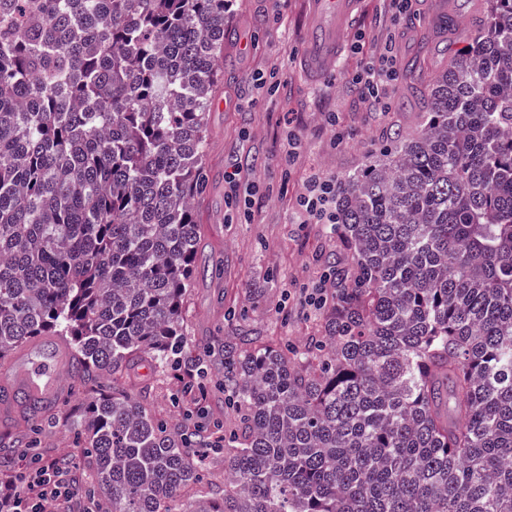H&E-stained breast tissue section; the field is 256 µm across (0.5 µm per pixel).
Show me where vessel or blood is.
<instances>
[{
  "mask_svg": "<svg viewBox=\"0 0 512 512\" xmlns=\"http://www.w3.org/2000/svg\"><path fill=\"white\" fill-rule=\"evenodd\" d=\"M359 0H310L305 21V46L301 70L308 79L326 76L340 56L342 37L357 17ZM72 358L66 348L53 355L30 358L0 370L10 393L34 398L44 405L55 404L60 395V378L70 369Z\"/></svg>",
  "mask_w": 512,
  "mask_h": 512,
  "instance_id": "obj_1",
  "label": "vessel or blood"
}]
</instances>
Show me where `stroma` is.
<instances>
[{"label":"stroma","mask_w":512,"mask_h":512,"mask_svg":"<svg viewBox=\"0 0 512 512\" xmlns=\"http://www.w3.org/2000/svg\"><path fill=\"white\" fill-rule=\"evenodd\" d=\"M449 4L456 27L436 26ZM488 0H411L396 13L389 0H362L345 35L338 66L321 82L297 70L304 47V0H228L231 37L225 43L224 87L207 116L205 167L208 191L199 207V250L209 264L187 297L184 326L190 348L234 335L224 314L245 312L253 336H287L302 347L318 322L304 307L303 291L319 282L328 262L343 257L330 225L308 224L299 196L312 176L338 180L360 169L378 144L409 132L424 109L420 88L432 83L459 45L462 28L484 20ZM394 61L381 90L386 110L361 99L356 76L382 58ZM267 80L255 85L256 75ZM240 168V187L226 175ZM145 369L130 367L120 381L103 376L89 388L65 380L54 416L43 424L38 446L48 457L66 456L77 479L73 512H103L90 498V466L80 452L71 418L98 394L125 392L156 416L180 427L175 383L147 387Z\"/></svg>","instance_id":"1"}]
</instances>
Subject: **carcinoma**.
I'll return each instance as SVG.
<instances>
[{"label":"carcinoma","instance_id":"1","mask_svg":"<svg viewBox=\"0 0 512 512\" xmlns=\"http://www.w3.org/2000/svg\"><path fill=\"white\" fill-rule=\"evenodd\" d=\"M224 0H0V360L55 336L71 376L224 362V496L182 512H512V0H489L414 131L336 188L321 335L191 357ZM110 512H170L206 428L116 388L84 416Z\"/></svg>","mask_w":512,"mask_h":512}]
</instances>
